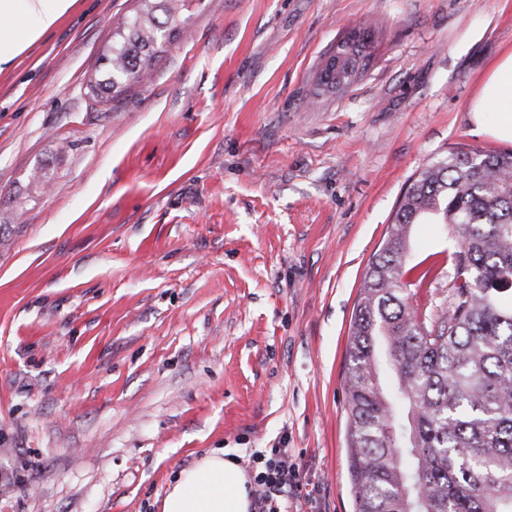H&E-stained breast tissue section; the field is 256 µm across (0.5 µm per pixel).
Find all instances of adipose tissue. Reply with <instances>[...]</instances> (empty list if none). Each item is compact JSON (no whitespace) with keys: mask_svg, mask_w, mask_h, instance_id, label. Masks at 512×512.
I'll return each instance as SVG.
<instances>
[{"mask_svg":"<svg viewBox=\"0 0 512 512\" xmlns=\"http://www.w3.org/2000/svg\"><path fill=\"white\" fill-rule=\"evenodd\" d=\"M75 0H0V71L53 29ZM471 119L484 132L512 141V52L491 69L470 106ZM494 123H486V113ZM251 485L238 463L223 450L206 454L183 470L166 493L163 512H250Z\"/></svg>","mask_w":512,"mask_h":512,"instance_id":"ef3b65f1","label":"adipose tissue"}]
</instances>
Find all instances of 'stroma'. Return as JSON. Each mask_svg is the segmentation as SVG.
<instances>
[{
    "instance_id": "stroma-1",
    "label": "stroma",
    "mask_w": 512,
    "mask_h": 512,
    "mask_svg": "<svg viewBox=\"0 0 512 512\" xmlns=\"http://www.w3.org/2000/svg\"><path fill=\"white\" fill-rule=\"evenodd\" d=\"M135 7L77 0L0 72V512H162L217 448L244 468L287 449L288 512H354L361 278L422 168L512 151L469 114L512 0H199L153 74L96 104ZM354 28L365 72L318 94Z\"/></svg>"
}]
</instances>
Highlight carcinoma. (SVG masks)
Segmentation results:
<instances>
[{"label":"carcinoma","mask_w":512,"mask_h":512,"mask_svg":"<svg viewBox=\"0 0 512 512\" xmlns=\"http://www.w3.org/2000/svg\"><path fill=\"white\" fill-rule=\"evenodd\" d=\"M113 22L88 82L112 101L149 76L186 28L193 0H138ZM366 35L336 43L354 62ZM416 224L456 243L446 294L444 252L409 261ZM344 383L355 512H512V152L460 149L424 168L370 258L349 328Z\"/></svg>","instance_id":"cac0c4a2"}]
</instances>
